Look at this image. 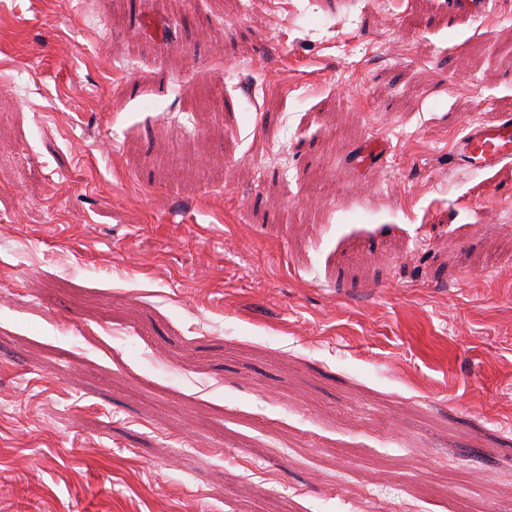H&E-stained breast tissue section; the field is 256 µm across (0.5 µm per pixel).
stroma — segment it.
Returning a JSON list of instances; mask_svg holds the SVG:
<instances>
[{"label":"stroma","mask_w":512,"mask_h":512,"mask_svg":"<svg viewBox=\"0 0 512 512\" xmlns=\"http://www.w3.org/2000/svg\"><path fill=\"white\" fill-rule=\"evenodd\" d=\"M507 44L512 0H0V512H512V164H452Z\"/></svg>","instance_id":"obj_1"}]
</instances>
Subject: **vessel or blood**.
I'll list each match as a JSON object with an SVG mask.
<instances>
[{
    "label": "vessel or blood",
    "instance_id": "b4317fda",
    "mask_svg": "<svg viewBox=\"0 0 512 512\" xmlns=\"http://www.w3.org/2000/svg\"><path fill=\"white\" fill-rule=\"evenodd\" d=\"M458 166L468 171L489 169L512 160V113L502 112L473 127L454 147Z\"/></svg>",
    "mask_w": 512,
    "mask_h": 512
}]
</instances>
